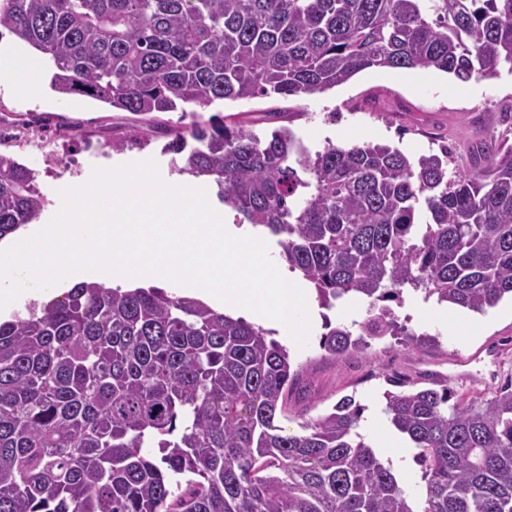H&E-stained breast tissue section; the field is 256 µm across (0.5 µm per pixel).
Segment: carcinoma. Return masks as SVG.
I'll return each instance as SVG.
<instances>
[{"mask_svg": "<svg viewBox=\"0 0 512 512\" xmlns=\"http://www.w3.org/2000/svg\"><path fill=\"white\" fill-rule=\"evenodd\" d=\"M40 52L61 95L133 115L324 92L368 68L460 82L512 73V0H0L3 32ZM182 173L212 179L239 224L276 238L321 306L356 296L331 356L404 332V290L483 312L512 297V143L470 170L448 149L329 143L222 118L166 128ZM44 207L34 170L0 152V240ZM286 346L164 288L75 284L0 321V512H512V379L489 398L385 393L424 486L357 432L346 396L290 432Z\"/></svg>", "mask_w": 512, "mask_h": 512, "instance_id": "obj_1", "label": "carcinoma"}]
</instances>
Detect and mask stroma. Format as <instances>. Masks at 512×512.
I'll return each mask as SVG.
<instances>
[{
    "mask_svg": "<svg viewBox=\"0 0 512 512\" xmlns=\"http://www.w3.org/2000/svg\"><path fill=\"white\" fill-rule=\"evenodd\" d=\"M512 105V74L466 83L437 70L370 68L323 93L301 98L262 97L225 102L220 115H238L260 132L279 126L276 112L310 150L327 143L381 142L421 154L447 146L454 163L465 166L473 144L492 136L512 143V119L502 113ZM1 112H38L43 127L0 142V151L14 154L36 170L47 203L39 217L48 223L57 207L58 189L69 180L87 177L93 168H108L141 157L154 159L162 176H171V157L161 151L164 136L150 144L129 142L120 152L113 141L127 139L138 123L127 112L98 100L63 97L51 88L21 97L0 86ZM421 293L405 291L397 313L407 332L437 337V344H411L391 337L371 341L364 349L331 357L319 342L326 324L362 321L367 304L359 298L337 301L332 309L313 307L306 348L291 347L298 382L288 392L282 426L296 430L298 422L331 410L342 397L365 405L366 416L388 422L383 394L389 378L398 377L432 388L445 384L458 394L486 398L512 377V300L503 299L483 315L474 336H456L446 325L419 327L413 314Z\"/></svg>",
    "mask_w": 512,
    "mask_h": 512,
    "instance_id": "35a3bbf8",
    "label": "stroma"
}]
</instances>
